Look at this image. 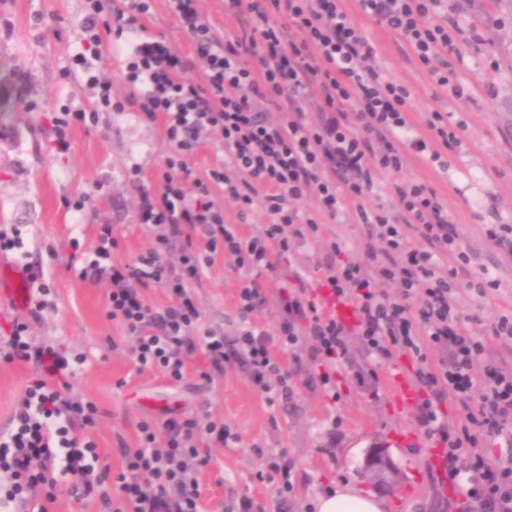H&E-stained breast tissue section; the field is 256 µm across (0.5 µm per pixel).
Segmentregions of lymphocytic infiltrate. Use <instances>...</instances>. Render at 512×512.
Instances as JSON below:
<instances>
[{"label": "lymphocytic infiltrate", "mask_w": 512, "mask_h": 512, "mask_svg": "<svg viewBox=\"0 0 512 512\" xmlns=\"http://www.w3.org/2000/svg\"><path fill=\"white\" fill-rule=\"evenodd\" d=\"M84 39L92 59H100L105 36H128L124 81L127 103L148 119L164 117L170 145L156 175L157 188L140 187L138 218L153 235L151 248L130 262L112 259V227H100L99 244L87 271L110 281L108 315L134 336L131 353L139 370H157L181 381L186 359L203 352L215 372L245 366L251 385L263 392L287 388L288 375L273 357V347L307 346L313 362H334L346 354L356 334L380 362L403 355L417 362L415 384L426 398L418 422L444 450L448 480L458 483L462 512L480 503L484 512H512V453L487 458L482 449L493 438L512 440V366L494 359L485 342L473 336L458 306L455 279L470 262L461 250L448 210L426 184L395 186L394 208L367 210L362 199L377 174L400 171L408 153L432 145L457 148L461 138L439 112L426 119L428 137H409L411 91L384 77L370 60L373 45L349 17L343 0H272L266 11L250 0H224V8L247 19L235 34L218 35L198 8L199 0H167L169 12L193 40L205 80L188 75L189 64L164 37L148 33L145 18L153 0H113L112 23L99 24L100 0H85ZM440 0H359L361 10L396 33L424 65L432 66L439 85L464 97L454 72L438 60L454 51L465 31L458 22L432 23ZM318 93L319 121H310L304 103ZM278 110L270 117L268 108ZM217 136L229 161L194 178L190 159L200 140ZM196 192L187 195L185 178ZM242 207L261 202L268 224L243 236L226 223L214 203V187ZM313 199L314 213L302 216L287 199ZM344 217L369 227L358 259H341L339 242L330 247L337 261L323 275L338 300L355 306V328L326 315L302 276L279 294L276 335L251 322L266 302L257 273L276 271L273 256H287L295 241H319L324 219ZM203 243L185 249L178 264L167 255L174 239ZM231 255L250 276L240 283L233 337L214 331L195 336L200 320L192 287L216 256ZM447 275H440L441 265ZM395 285L391 297L380 291ZM164 289L170 302L154 308L149 288ZM25 324L14 323L4 344L11 359H36L41 367L17 403L14 428L0 436V504L25 503L46 488L37 512L54 502L58 474L77 479L83 497H98L112 512H199L201 492L194 462L200 434L230 446L239 435L224 422H200L170 416L162 424L139 426V445L123 449L117 474L97 469V446L78 428L95 425L97 407L72 396L66 358L50 348H31ZM452 401L460 429H452L441 409ZM471 474L469 485L459 484Z\"/></svg>", "instance_id": "lymphocytic-infiltrate-1"}]
</instances>
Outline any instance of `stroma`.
<instances>
[{"instance_id":"1","label":"stroma","mask_w":512,"mask_h":512,"mask_svg":"<svg viewBox=\"0 0 512 512\" xmlns=\"http://www.w3.org/2000/svg\"><path fill=\"white\" fill-rule=\"evenodd\" d=\"M345 6L374 46L376 67L410 88L416 133H426L425 118L435 111L462 127L463 144L443 151L444 167L409 156L401 171L380 175L362 203L369 210L392 207L394 186L408 181L436 191L471 259L467 276L458 280L467 327L485 339L495 358L511 365L512 344L491 336L489 328L499 316H512V255L490 242L484 228L512 225V0H443L440 14L475 32L447 57L449 69L468 87L462 100L450 97L393 32L362 13L358 0H345ZM84 9L85 0H0V103L10 106L0 112V231L18 233L22 246L8 252V259L26 264L46 286L41 311L18 312L0 303V337L9 335L14 321L24 322L26 341L53 347L73 363V395L98 408L95 426L84 434L112 472L122 469L121 448L137 446L141 422L159 423L174 412L230 424L239 443L210 446L208 464L198 469L201 512H232L245 498L252 512H280L273 483L258 477L269 455L284 456L290 468L294 490L287 512H315L316 497L344 480L373 491L364 461L377 447L387 449L400 472L399 490L385 496L384 512H459L456 494L431 465L433 443L422 433L416 408H396L388 396L394 372L412 375L408 357L373 362L354 337L344 358L327 368L295 362L291 350L279 349L275 355L290 375L288 390L269 394L249 383L245 369L211 373L200 352L188 358L178 383L138 371L133 337L107 315L109 281L82 275L70 242L93 252L100 225L109 224L114 261H130L150 248L152 235L138 222V187L130 172L138 167L153 178L169 145L161 121L148 120L136 107L115 112L98 106L86 81L90 74H107L113 101L123 100L127 42L113 38L92 69L78 65L85 52ZM146 24L184 59H194L193 42L165 0H154ZM79 108L94 112L95 119L71 125L70 148L58 152L55 119ZM98 182L103 190L85 204ZM324 236L321 245L294 243L277 272L260 276L267 302L252 317L258 329L276 334L277 295L288 271L311 287L323 285L322 268L334 259L328 239L341 241L344 257L355 259L367 230L329 220ZM241 277L233 257L224 256L193 286L201 329L235 336ZM487 279L498 280V287L478 295L475 283ZM38 371L35 361L0 358V432L10 429L17 402ZM325 371L331 375L327 388L317 380Z\"/></svg>"}]
</instances>
